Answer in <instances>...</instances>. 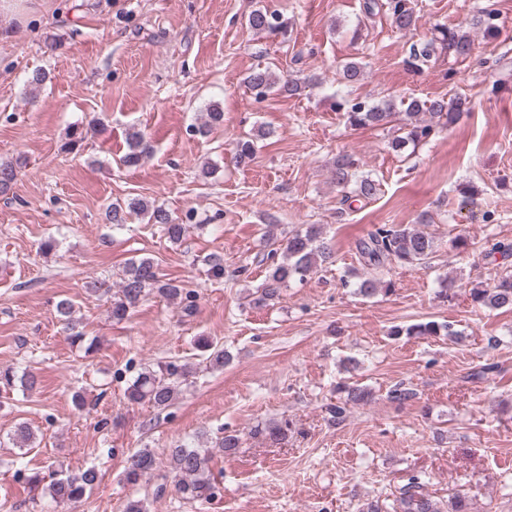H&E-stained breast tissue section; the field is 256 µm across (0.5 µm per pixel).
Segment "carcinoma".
Masks as SVG:
<instances>
[{
    "instance_id": "obj_1",
    "label": "carcinoma",
    "mask_w": 512,
    "mask_h": 512,
    "mask_svg": "<svg viewBox=\"0 0 512 512\" xmlns=\"http://www.w3.org/2000/svg\"><path fill=\"white\" fill-rule=\"evenodd\" d=\"M361 10L365 17L372 18L383 15L399 30L410 31L416 28L418 17L412 0H363ZM495 10L483 8L474 16L469 24L482 27L487 32L495 30ZM246 25L257 32L288 39V21L281 15L266 8L252 10ZM472 41L467 31L436 27L431 37L411 45L406 63L409 67L419 70L429 63L433 57L441 53L453 54L465 59L471 54ZM247 89L256 99H265L273 92L294 96L301 92L302 86L297 80L280 81L270 66L257 65L243 79ZM466 105V100H447L443 97L420 100L411 99L402 112L394 111L393 105L383 107L370 106L358 99L345 98L337 103L344 110L346 124L353 129L387 126L397 122L404 130V135L395 137L391 146L400 152L409 147L415 149L428 142L440 127L448 125L456 117V111ZM427 114L430 120L419 119V115ZM224 122V112L218 102L207 108L206 119L195 132L202 137L207 136L211 129ZM152 153V145L144 134L134 131L128 137V150L122 158V164L130 167L138 165ZM255 157V143L251 138H241L236 142L235 159L242 167L249 166ZM358 160L349 154H341L335 161L334 176L336 184L345 186L356 183L357 196L364 200L374 198L379 191V182L370 176L358 175ZM18 176L16 165L10 160H0V196H6ZM148 218L151 224L161 225L169 241L177 243L182 240L187 225L176 222L171 213L163 206L149 202L143 198L132 197L125 201L112 203L106 211V219L113 227L121 229L127 224L129 217ZM437 241L433 235L412 224H382L371 231L367 238L359 242V257L365 264L382 271L393 266L422 264L436 252ZM333 257L329 243L322 237L319 227L310 224L289 233L283 250L282 259L277 253L270 252L266 256L269 261L268 272L261 288L253 299L257 307H265L279 299L283 287L292 281L302 282L312 275L318 267ZM87 290L100 293L109 303L112 320L121 322L130 316L138 304L151 293H157L172 301L184 305L191 311L195 299L193 291L185 284L163 277L157 263L148 257L129 260L123 269L118 292H112L111 286L104 280L87 283ZM357 293L371 298L387 295L392 291V282L382 277L368 278L356 284ZM473 303L493 309L512 307V273L505 272L493 279V284L470 290ZM58 316L65 322L69 339L74 344L85 342L86 336L79 323L72 319L73 304L69 300H61L56 305ZM450 332V326L430 320L407 327L396 326L391 335L429 337ZM202 348L209 352L210 365L220 368L230 361L224 348L208 339L202 340ZM190 370L184 365L170 363L160 370L144 368L126 389V397L132 403L147 401L155 407L165 408L170 405L176 393L177 383L186 378ZM32 390L37 384L35 375L18 373L11 366L0 367V387L11 390L16 385ZM336 403L327 407L330 420L342 422L349 409L368 401L370 393L363 388L350 385L336 386ZM289 422L271 420L257 425L251 430L254 435H262L272 441H280L287 437ZM240 437L235 433H226L215 441L214 450L226 456L236 453ZM165 456L173 474L175 488L181 497L190 502L203 501L214 497L215 485L211 480L208 467V454L197 448L182 444L165 449ZM158 465L156 454L149 448H139L129 453L124 459L122 476L128 485L137 486L147 481ZM98 481V472L89 467L72 473L63 466H49L44 475L36 473L29 477V483L35 487L44 486L51 499L49 508L55 510L63 505L76 504L91 492ZM469 504L465 496L454 494L448 505L431 496L426 491L425 475L412 474L399 489L396 506L393 512H468Z\"/></svg>"
}]
</instances>
